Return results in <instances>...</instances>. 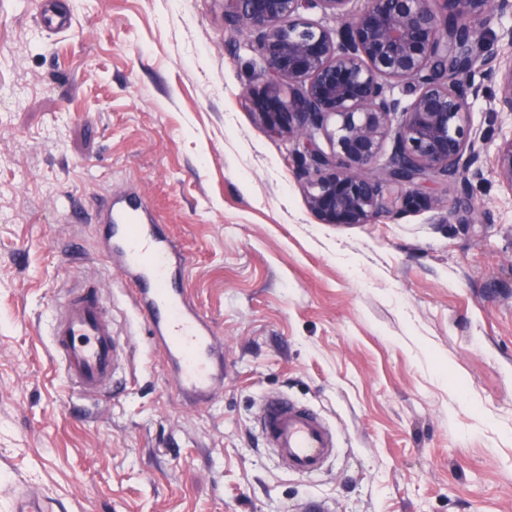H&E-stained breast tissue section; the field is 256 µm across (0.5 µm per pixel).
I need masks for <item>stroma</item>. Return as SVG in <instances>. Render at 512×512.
<instances>
[{"mask_svg": "<svg viewBox=\"0 0 512 512\" xmlns=\"http://www.w3.org/2000/svg\"><path fill=\"white\" fill-rule=\"evenodd\" d=\"M0 0V512L36 487L52 512H512V189L493 161L512 114L472 104L483 176L469 193L373 224H324L303 191L304 141L242 104L253 36L224 0ZM136 187L188 253L187 285L224 341L214 401L175 389L110 274L92 221ZM100 281L136 342L119 396L82 398L54 367L58 290ZM321 412L337 448L301 476L266 448L260 399ZM38 18L41 26L49 33L67 30L71 27L72 18L61 11L51 0H40Z\"/></svg>", "mask_w": 512, "mask_h": 512, "instance_id": "stroma-1", "label": "stroma"}]
</instances>
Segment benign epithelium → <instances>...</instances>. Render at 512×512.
I'll return each mask as SVG.
<instances>
[{"instance_id":"benign-epithelium-1","label":"benign epithelium","mask_w":512,"mask_h":512,"mask_svg":"<svg viewBox=\"0 0 512 512\" xmlns=\"http://www.w3.org/2000/svg\"><path fill=\"white\" fill-rule=\"evenodd\" d=\"M225 0L224 22L255 35L263 84L245 107L274 135L312 140L302 161L309 210L324 224H372L422 200L428 182L463 191L480 175L470 101L493 83L492 112H512V31L487 28L512 0ZM331 14V32L309 14ZM455 57L448 66V56ZM406 85L408 103L388 83ZM388 160L376 168L385 143ZM494 173L512 189V137Z\"/></svg>"}]
</instances>
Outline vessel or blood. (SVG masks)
<instances>
[{"label": "vessel or blood", "mask_w": 512, "mask_h": 512, "mask_svg": "<svg viewBox=\"0 0 512 512\" xmlns=\"http://www.w3.org/2000/svg\"><path fill=\"white\" fill-rule=\"evenodd\" d=\"M38 18L50 33L72 24L54 0H39ZM93 205L90 216L102 228L101 249L117 276L131 286L133 307L148 324L179 392L194 406L211 402L224 385V342L188 296L187 254L158 223L138 189L105 193ZM103 299L104 288L97 281L61 293L48 326L64 375L87 399L116 389L118 375L132 359V348L118 335ZM257 420L268 448L289 472L316 475L336 453L335 427L315 409L285 395L265 396ZM14 512H50V505L28 489L16 497Z\"/></svg>", "instance_id": "vessel-or-blood-1"}]
</instances>
